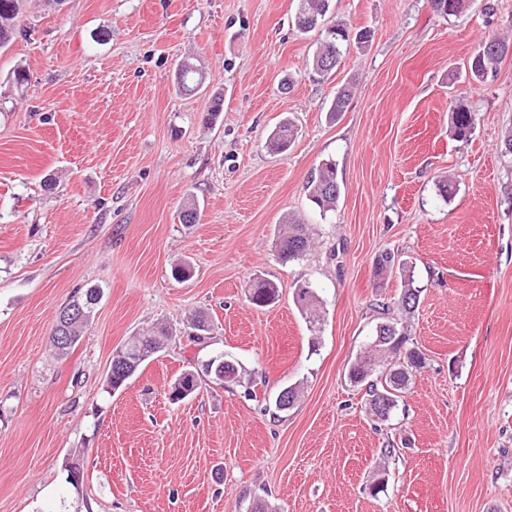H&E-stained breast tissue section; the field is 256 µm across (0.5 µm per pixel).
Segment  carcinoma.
<instances>
[{
    "mask_svg": "<svg viewBox=\"0 0 512 512\" xmlns=\"http://www.w3.org/2000/svg\"><path fill=\"white\" fill-rule=\"evenodd\" d=\"M23 2L24 0H0V48L8 45L16 35V22ZM431 3L435 11L452 16L464 7L465 0H431ZM329 7L330 0H299V9L294 20L296 28L301 32L315 29L324 20ZM349 44L350 33L344 24L338 22L326 28L325 36L312 57L314 74L321 78L335 70L341 62L344 48ZM510 51L511 37L495 36L480 41L469 63L472 79L483 83L495 76L499 63ZM474 122V112L462 105L455 107L453 128L457 138H467ZM296 137L295 125L289 120H284L271 134L269 144L273 150L283 152L288 150ZM307 189L311 202L320 211L333 210L341 194L336 167L331 163L323 164L318 173L309 180ZM310 243L306 225L298 220L288 221L287 230L280 237L278 244L280 260L288 263L301 260L306 255ZM414 283L413 274H404L399 306L407 315L413 313L419 303V289ZM278 297L279 286L275 281L256 277L248 289L247 300L251 305L263 308L275 303ZM101 298L102 289L91 286L59 311L52 335L63 333L71 337V341L64 345L57 344L54 338L51 339L59 355H69L80 342L83 330L90 323ZM295 299L299 308L309 315L310 319L317 318L314 308L317 295L312 289H296ZM168 337V330L161 327L130 337L112 355V374L107 376V389L115 391L122 387L145 361L161 351ZM407 342L408 336L398 327L397 320L393 317L387 318L376 325L368 350L356 357L349 366L350 382L365 387L370 415L379 423L391 419L399 401L408 391L414 374L425 366V358L420 350L407 346ZM203 378L215 382H236L240 378V372L232 361L222 356L213 357L195 369L184 371L171 386L173 392L169 394V398L181 399V396L174 392L179 386L190 395L195 393L201 388ZM298 397V386L289 385L275 396L274 407L277 411L286 413L294 408Z\"/></svg>",
    "mask_w": 512,
    "mask_h": 512,
    "instance_id": "carcinoma-1",
    "label": "carcinoma"
}]
</instances>
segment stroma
Listing matches in <instances>:
<instances>
[{
	"instance_id": "obj_1",
	"label": "stroma",
	"mask_w": 512,
	"mask_h": 512,
	"mask_svg": "<svg viewBox=\"0 0 512 512\" xmlns=\"http://www.w3.org/2000/svg\"><path fill=\"white\" fill-rule=\"evenodd\" d=\"M486 2L443 17L430 0H332L326 23L371 38L315 81L299 0H25L0 49V512H512V53L493 81L465 70L480 38L512 35V0ZM455 101L475 114L464 140ZM286 118L298 136L278 154L266 139ZM325 161L341 195L323 214L307 182ZM191 200L200 218L181 223ZM291 218L313 245L285 264ZM387 252L414 271L399 321L426 366L378 428L347 372L398 308L399 269L374 270ZM258 275L274 306L249 304ZM94 284L93 321L59 356L56 313ZM303 284L319 324L294 301ZM198 313L214 325L201 341ZM159 326L165 349L107 393L113 352ZM220 355L241 382L169 400ZM401 283L402 288L398 302L400 310L404 312L405 315H408L413 313L418 306L420 290L414 286L415 280L413 273L407 274V271H405L404 279H402Z\"/></svg>"
}]
</instances>
